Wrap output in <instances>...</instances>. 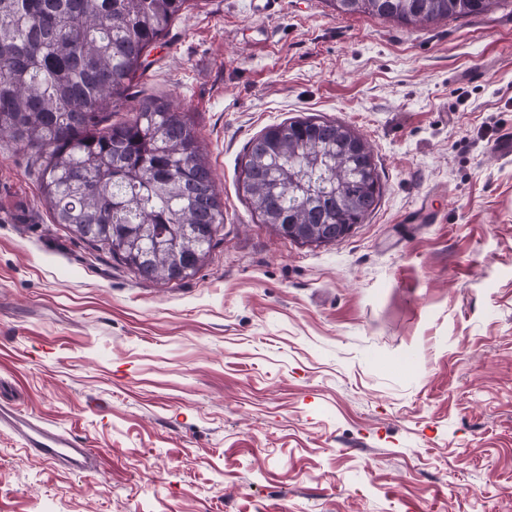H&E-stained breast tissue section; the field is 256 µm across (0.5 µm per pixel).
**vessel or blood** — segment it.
Returning a JSON list of instances; mask_svg holds the SVG:
<instances>
[{
  "label": "vessel or blood",
  "mask_w": 512,
  "mask_h": 512,
  "mask_svg": "<svg viewBox=\"0 0 512 512\" xmlns=\"http://www.w3.org/2000/svg\"><path fill=\"white\" fill-rule=\"evenodd\" d=\"M0 427L16 433L24 447L43 460L65 463L80 473L89 469V449L80 447L76 438L69 433L49 427L1 403Z\"/></svg>",
  "instance_id": "vessel-or-blood-1"
}]
</instances>
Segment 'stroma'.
Masks as SVG:
<instances>
[{
    "label": "stroma",
    "instance_id": "stroma-1",
    "mask_svg": "<svg viewBox=\"0 0 512 512\" xmlns=\"http://www.w3.org/2000/svg\"><path fill=\"white\" fill-rule=\"evenodd\" d=\"M251 2L185 11L127 93L181 104L224 200L192 279L53 223L0 138V400L97 458L0 431V512H512V0L417 26ZM302 118L353 129L382 186L336 242L279 236L239 185ZM426 196L439 221L400 223Z\"/></svg>",
    "mask_w": 512,
    "mask_h": 512
}]
</instances>
